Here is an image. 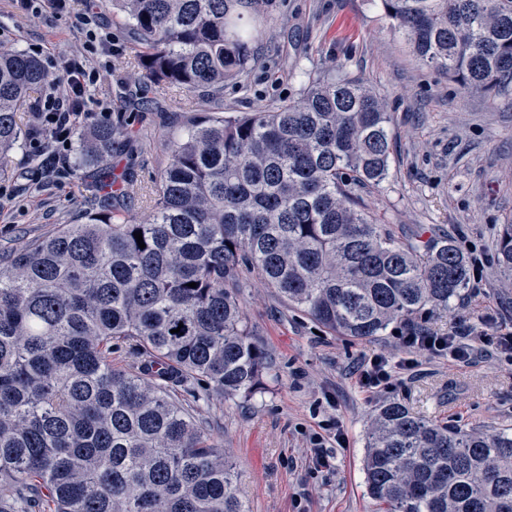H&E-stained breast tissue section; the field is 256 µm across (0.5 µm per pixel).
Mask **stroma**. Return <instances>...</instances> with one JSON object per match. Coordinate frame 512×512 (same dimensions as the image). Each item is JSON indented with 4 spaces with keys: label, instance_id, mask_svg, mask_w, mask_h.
<instances>
[{
    "label": "stroma",
    "instance_id": "stroma-1",
    "mask_svg": "<svg viewBox=\"0 0 512 512\" xmlns=\"http://www.w3.org/2000/svg\"><path fill=\"white\" fill-rule=\"evenodd\" d=\"M98 11L112 34V69L102 72L97 96L109 121L127 123L128 139L114 148L115 176L132 174L117 210L131 224L152 211L155 178L167 167L169 146L182 139L200 113L223 107L240 115L296 99L311 70L335 68L379 89L394 114L395 148L389 177L363 188L366 208L396 238L448 234L467 258L483 261L479 286H467L431 328L478 323L490 316L512 328V277L499 269L492 245L500 224L512 218V101L471 92L424 67L404 37L390 32L381 0H269L274 27L254 44L255 66L246 85L228 81L217 101L174 87L153 88L149 109L128 90L142 69L134 41L103 0H75L63 14L19 12L0 0V46L14 47L60 72L66 57L102 63L88 47L79 12ZM23 136L0 169V257L82 219L92 189L75 174L45 175L31 145L33 113L21 109ZM239 298L250 333L266 353L262 389L204 408L236 467L249 512H374L363 470L364 438L373 411L396 401L412 411L467 430L512 428V355L483 356L468 364L399 347L392 331L367 339L340 336L288 306L254 274L241 271ZM385 354L415 363L391 391L364 392L355 370L362 358ZM343 428L347 443L335 448L333 469L313 473L306 464L309 439Z\"/></svg>",
    "mask_w": 512,
    "mask_h": 512
}]
</instances>
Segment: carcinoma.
I'll use <instances>...</instances> for the list:
<instances>
[{"mask_svg": "<svg viewBox=\"0 0 512 512\" xmlns=\"http://www.w3.org/2000/svg\"><path fill=\"white\" fill-rule=\"evenodd\" d=\"M143 48V77L201 91L244 82L267 0H108ZM390 30L462 88L512 96V0H381ZM60 81L0 49V167L18 111ZM385 96L333 69L299 97L209 113L174 143L143 224L86 201L84 222L0 262V512H248L200 413L263 385L266 353L237 294L246 268L323 327L365 339L445 312L469 265L450 235L401 242L357 189L390 174ZM128 135H80L74 172L114 185ZM142 233L139 247L134 232ZM512 276V221L494 241ZM195 282L197 286L189 287ZM180 332H174V329ZM365 484L380 512H512V433L428 420L399 402L371 419Z\"/></svg>", "mask_w": 512, "mask_h": 512, "instance_id": "1", "label": "carcinoma"}]
</instances>
